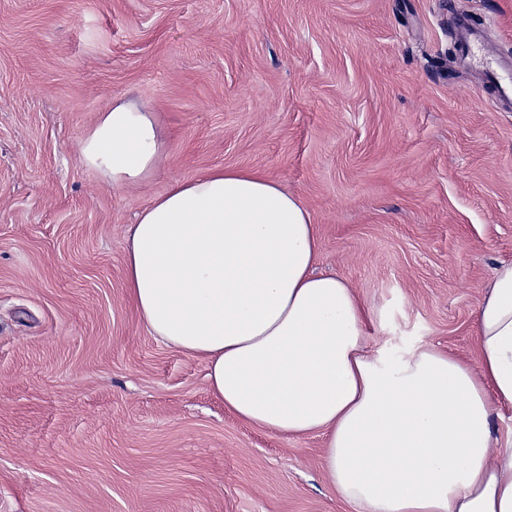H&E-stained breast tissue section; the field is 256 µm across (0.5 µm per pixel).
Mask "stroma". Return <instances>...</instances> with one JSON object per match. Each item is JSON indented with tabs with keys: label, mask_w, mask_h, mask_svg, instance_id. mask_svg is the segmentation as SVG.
I'll return each instance as SVG.
<instances>
[{
	"label": "stroma",
	"mask_w": 512,
	"mask_h": 512,
	"mask_svg": "<svg viewBox=\"0 0 512 512\" xmlns=\"http://www.w3.org/2000/svg\"><path fill=\"white\" fill-rule=\"evenodd\" d=\"M507 55L512 0H0V512H353L325 435L243 422L147 333L128 230L174 180L261 171L311 213L369 348L477 366L512 262V101L487 79ZM120 95L168 148L115 189L77 145Z\"/></svg>",
	"instance_id": "35a3bbf8"
}]
</instances>
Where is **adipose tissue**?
Here are the masks:
<instances>
[{
    "instance_id": "obj_1",
    "label": "adipose tissue",
    "mask_w": 512,
    "mask_h": 512,
    "mask_svg": "<svg viewBox=\"0 0 512 512\" xmlns=\"http://www.w3.org/2000/svg\"><path fill=\"white\" fill-rule=\"evenodd\" d=\"M167 149L154 112L114 97L78 145L119 189ZM317 228L271 177L214 168L176 180L136 217L124 258L149 335L205 361L212 393L269 431L327 437L329 482L354 512H512V448H492L512 404V263L478 306L480 365L424 345L368 352L354 288L314 271ZM509 440H512V405H500L492 424L493 447H504Z\"/></svg>"
}]
</instances>
